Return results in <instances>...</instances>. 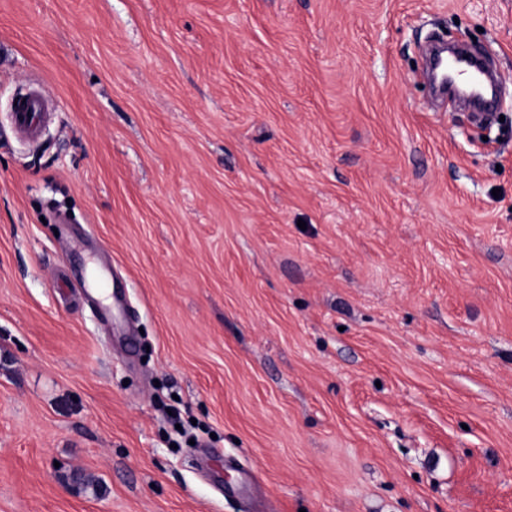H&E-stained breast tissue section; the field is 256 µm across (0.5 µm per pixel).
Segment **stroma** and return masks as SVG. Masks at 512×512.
I'll return each instance as SVG.
<instances>
[{
  "instance_id": "stroma-1",
  "label": "stroma",
  "mask_w": 512,
  "mask_h": 512,
  "mask_svg": "<svg viewBox=\"0 0 512 512\" xmlns=\"http://www.w3.org/2000/svg\"><path fill=\"white\" fill-rule=\"evenodd\" d=\"M0 512H512V0H0ZM42 110L43 103L39 97H30L19 103L13 112V124L16 130L24 135L36 133L43 114Z\"/></svg>"
}]
</instances>
